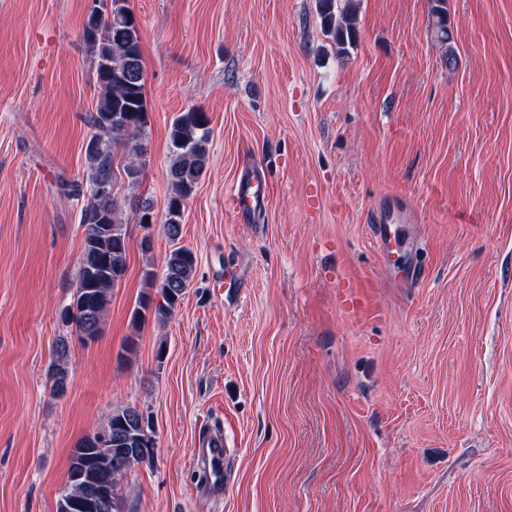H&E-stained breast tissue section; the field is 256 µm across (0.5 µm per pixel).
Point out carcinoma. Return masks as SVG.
I'll list each match as a JSON object with an SVG mask.
<instances>
[{"mask_svg": "<svg viewBox=\"0 0 512 512\" xmlns=\"http://www.w3.org/2000/svg\"><path fill=\"white\" fill-rule=\"evenodd\" d=\"M125 0H110V11L96 22H85L81 38L87 47L96 73L99 95L95 111L84 116L92 135L85 146L88 183H74L69 191L84 194L79 224L84 238L79 279L69 305L63 310L64 322L87 336L98 337L112 288L124 277L129 250V224L123 222L122 205L128 215L143 224L151 211L148 200L131 195L121 204L117 197L99 198L94 191L98 181H115L125 175L128 185L140 184L145 154L144 140L150 117L145 96L140 26L129 19ZM328 45L338 57L350 54L358 41V15L354 0H315ZM430 29L435 42L445 48L447 64H457L452 47L448 0H429ZM168 176L171 193L167 199L164 231L172 243L161 273L144 271L148 287L157 289L161 300L143 295L132 313L134 323L151 317L165 322L196 273L194 253L178 245L185 203L193 196L210 159L209 117L199 107L179 113L169 129ZM123 153V170L115 165ZM69 344L59 340L53 350L48 378L55 392L65 390L68 380ZM141 411L127 406L111 413L106 423L89 438L78 441L70 455L67 481L57 512H83L81 505L95 501L96 512H120L119 489L131 464L154 460L155 439H142Z\"/></svg>", "mask_w": 512, "mask_h": 512, "instance_id": "obj_1", "label": "carcinoma"}]
</instances>
